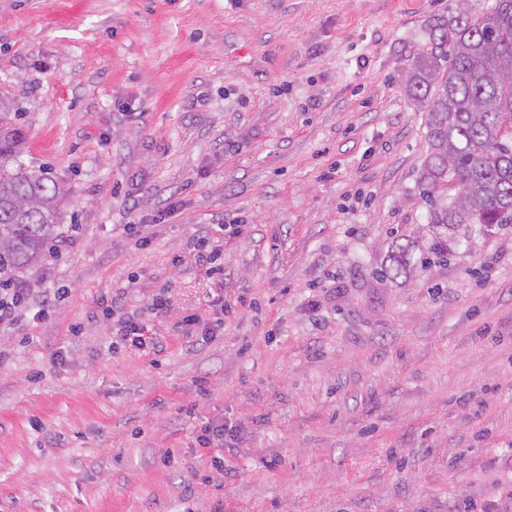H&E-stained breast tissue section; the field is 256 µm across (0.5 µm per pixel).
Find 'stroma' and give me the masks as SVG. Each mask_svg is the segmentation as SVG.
<instances>
[{
	"label": "stroma",
	"instance_id": "35a3bbf8",
	"mask_svg": "<svg viewBox=\"0 0 512 512\" xmlns=\"http://www.w3.org/2000/svg\"><path fill=\"white\" fill-rule=\"evenodd\" d=\"M490 2L0 0V96L76 227L0 332V512H512V225L380 275L426 221L406 76ZM151 330L148 328L147 324L143 322H126L123 329V337L126 340L127 338L131 339V343L143 348L147 347V343L151 345L152 350L160 352V346L157 342L154 341L152 337L153 334H149ZM132 336V338H130Z\"/></svg>",
	"mask_w": 512,
	"mask_h": 512
}]
</instances>
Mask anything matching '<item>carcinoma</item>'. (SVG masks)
<instances>
[{
  "label": "carcinoma",
  "instance_id": "obj_1",
  "mask_svg": "<svg viewBox=\"0 0 512 512\" xmlns=\"http://www.w3.org/2000/svg\"><path fill=\"white\" fill-rule=\"evenodd\" d=\"M407 95L426 109L428 152L418 185L427 231L395 234L383 275L448 261L463 227L512 224V0L473 19L440 18L414 60ZM21 113L0 98V288L56 256L64 189L23 159Z\"/></svg>",
  "mask_w": 512,
  "mask_h": 512
}]
</instances>
